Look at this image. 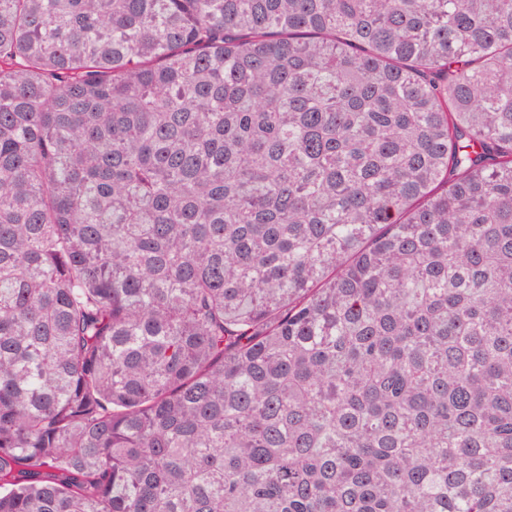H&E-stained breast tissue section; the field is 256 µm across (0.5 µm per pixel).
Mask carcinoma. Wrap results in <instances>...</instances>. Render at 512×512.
<instances>
[{
	"instance_id": "cac0c4a2",
	"label": "carcinoma",
	"mask_w": 512,
	"mask_h": 512,
	"mask_svg": "<svg viewBox=\"0 0 512 512\" xmlns=\"http://www.w3.org/2000/svg\"><path fill=\"white\" fill-rule=\"evenodd\" d=\"M0 512H512V0H0Z\"/></svg>"
}]
</instances>
